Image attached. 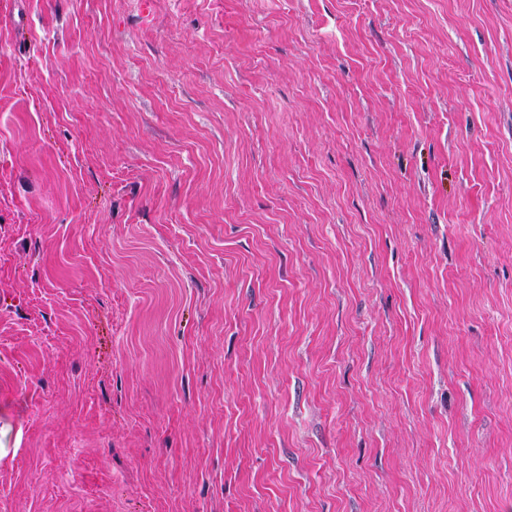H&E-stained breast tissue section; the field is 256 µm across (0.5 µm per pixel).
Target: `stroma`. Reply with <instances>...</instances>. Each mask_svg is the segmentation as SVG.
Returning <instances> with one entry per match:
<instances>
[{"label": "stroma", "mask_w": 512, "mask_h": 512, "mask_svg": "<svg viewBox=\"0 0 512 512\" xmlns=\"http://www.w3.org/2000/svg\"><path fill=\"white\" fill-rule=\"evenodd\" d=\"M0 512H512V0H0Z\"/></svg>", "instance_id": "1"}]
</instances>
